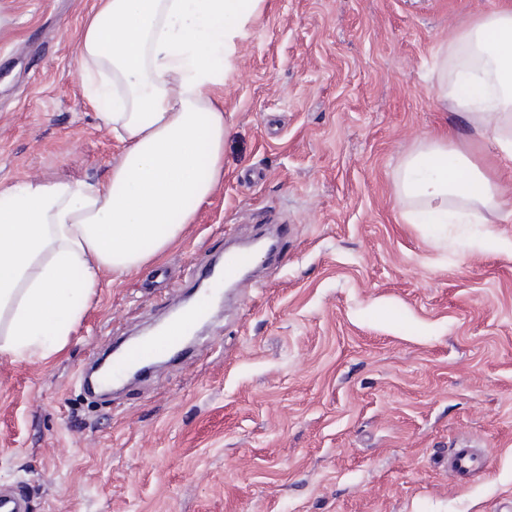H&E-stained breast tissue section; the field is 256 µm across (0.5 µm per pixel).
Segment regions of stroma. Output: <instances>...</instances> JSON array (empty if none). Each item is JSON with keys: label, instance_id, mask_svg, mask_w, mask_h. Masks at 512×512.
<instances>
[{"label": "stroma", "instance_id": "stroma-1", "mask_svg": "<svg viewBox=\"0 0 512 512\" xmlns=\"http://www.w3.org/2000/svg\"><path fill=\"white\" fill-rule=\"evenodd\" d=\"M500 0H261L217 97L224 177L160 261L101 271L58 353L0 356V485L28 512H512V222L410 224L405 154L451 115L438 50ZM95 0H0V192L98 183L124 146L78 74ZM455 146L512 188L465 125ZM261 170L243 182V170ZM288 228L188 353L92 397L108 337L181 302L228 240ZM484 472L448 475L456 448Z\"/></svg>", "mask_w": 512, "mask_h": 512}]
</instances>
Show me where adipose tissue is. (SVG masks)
Segmentation results:
<instances>
[{"instance_id":"obj_1","label":"adipose tissue","mask_w":512,"mask_h":512,"mask_svg":"<svg viewBox=\"0 0 512 512\" xmlns=\"http://www.w3.org/2000/svg\"><path fill=\"white\" fill-rule=\"evenodd\" d=\"M259 0H97L79 31V75L125 146L109 177L29 181L0 203V355L42 360L67 342L101 270L158 260L224 175V83ZM442 105L512 160V0L454 31L439 51ZM410 224L512 221L505 189L433 136L394 184Z\"/></svg>"}]
</instances>
